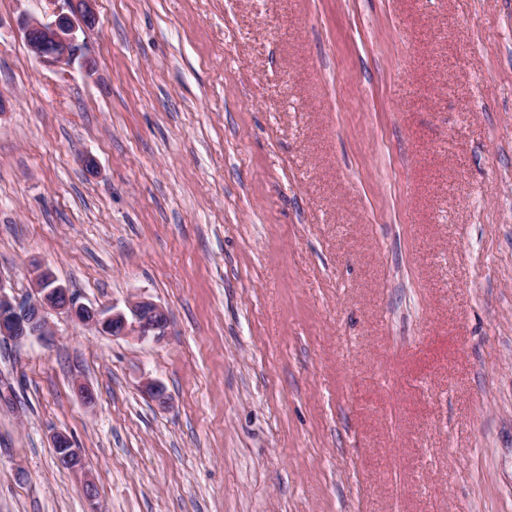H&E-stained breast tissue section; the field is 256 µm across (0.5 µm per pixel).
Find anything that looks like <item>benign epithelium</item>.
Segmentation results:
<instances>
[{"label":"benign epithelium","mask_w":512,"mask_h":512,"mask_svg":"<svg viewBox=\"0 0 512 512\" xmlns=\"http://www.w3.org/2000/svg\"><path fill=\"white\" fill-rule=\"evenodd\" d=\"M63 5L48 18L26 17L20 32L32 57L49 69L70 68L79 63L88 65L84 55V33L99 22L95 9L97 0H61ZM35 288L25 298L7 292L0 281V338L20 343L29 339L47 340L54 335L50 315H64L86 327L114 337L135 336L160 341L169 335L170 319L155 302L136 297L127 304L128 311L93 307L78 301L69 289L57 283L48 269L34 271ZM144 391L160 406L169 404L170 396L157 381L146 380ZM59 450L58 463L71 470L83 469L82 459L64 433L53 437Z\"/></svg>","instance_id":"1"}]
</instances>
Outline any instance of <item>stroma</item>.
Here are the masks:
<instances>
[{
	"label": "stroma",
	"mask_w": 512,
	"mask_h": 512,
	"mask_svg": "<svg viewBox=\"0 0 512 512\" xmlns=\"http://www.w3.org/2000/svg\"><path fill=\"white\" fill-rule=\"evenodd\" d=\"M53 9L0 0V281L171 329L0 339V512H512V0H98L62 71ZM63 2L49 18H23L20 32L32 57L49 69L70 68L75 63L87 66L84 43L79 31L95 27L99 16L97 0H49ZM53 447L58 448V463L65 468L71 470L83 469L82 459L76 450L73 448L72 440L64 433H57L53 437Z\"/></svg>",
	"instance_id": "1"
}]
</instances>
